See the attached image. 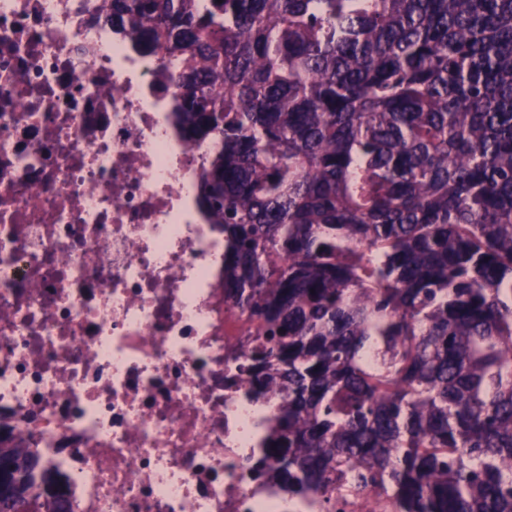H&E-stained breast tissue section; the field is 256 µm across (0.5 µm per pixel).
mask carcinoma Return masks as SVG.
<instances>
[{"instance_id":"carcinoma-1","label":"carcinoma","mask_w":512,"mask_h":512,"mask_svg":"<svg viewBox=\"0 0 512 512\" xmlns=\"http://www.w3.org/2000/svg\"><path fill=\"white\" fill-rule=\"evenodd\" d=\"M215 151L224 302L294 497L512 512V0H98ZM27 466L0 512H71Z\"/></svg>"}]
</instances>
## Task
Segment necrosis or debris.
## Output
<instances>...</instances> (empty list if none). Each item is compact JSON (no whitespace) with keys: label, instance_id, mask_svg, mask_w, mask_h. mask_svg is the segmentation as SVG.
<instances>
[{"label":"necrosis or debris","instance_id":"1","mask_svg":"<svg viewBox=\"0 0 512 512\" xmlns=\"http://www.w3.org/2000/svg\"><path fill=\"white\" fill-rule=\"evenodd\" d=\"M96 6L0 0V446L39 449L73 512H387L260 476L280 399L196 205L212 146Z\"/></svg>","mask_w":512,"mask_h":512}]
</instances>
